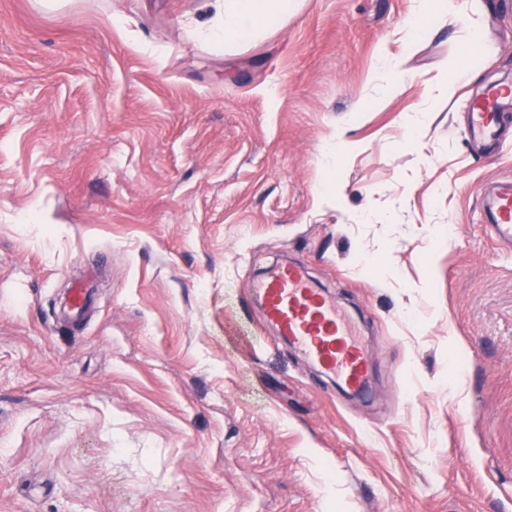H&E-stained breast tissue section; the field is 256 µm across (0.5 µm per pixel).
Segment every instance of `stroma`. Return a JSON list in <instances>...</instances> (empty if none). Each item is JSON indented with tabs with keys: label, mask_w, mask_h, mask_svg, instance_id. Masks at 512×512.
Here are the masks:
<instances>
[{
	"label": "stroma",
	"mask_w": 512,
	"mask_h": 512,
	"mask_svg": "<svg viewBox=\"0 0 512 512\" xmlns=\"http://www.w3.org/2000/svg\"><path fill=\"white\" fill-rule=\"evenodd\" d=\"M206 14L0 0V512H512V122L466 134L512 0H297L223 51ZM292 259L366 395L266 323ZM485 221L492 236L512 248V179L505 178L487 192Z\"/></svg>",
	"instance_id": "35a3bbf8"
}]
</instances>
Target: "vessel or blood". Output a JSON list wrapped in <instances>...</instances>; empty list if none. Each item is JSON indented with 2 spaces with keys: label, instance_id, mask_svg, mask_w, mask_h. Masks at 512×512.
<instances>
[{
  "label": "vessel or blood",
  "instance_id": "obj_1",
  "mask_svg": "<svg viewBox=\"0 0 512 512\" xmlns=\"http://www.w3.org/2000/svg\"><path fill=\"white\" fill-rule=\"evenodd\" d=\"M512 108V86L490 87L469 104V134L479 140L498 136L500 112ZM485 221L492 236L512 248V179L494 184L487 192ZM262 299L266 321L308 360L332 374L356 394L368 387V356L354 319L333 300L314 288L303 265L270 266L254 284Z\"/></svg>",
  "mask_w": 512,
  "mask_h": 512
}]
</instances>
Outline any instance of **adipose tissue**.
<instances>
[{
  "instance_id": "adipose-tissue-1",
  "label": "adipose tissue",
  "mask_w": 512,
  "mask_h": 512,
  "mask_svg": "<svg viewBox=\"0 0 512 512\" xmlns=\"http://www.w3.org/2000/svg\"><path fill=\"white\" fill-rule=\"evenodd\" d=\"M210 19L187 21L192 38L215 47L246 43L287 19L292 0H215Z\"/></svg>"
}]
</instances>
